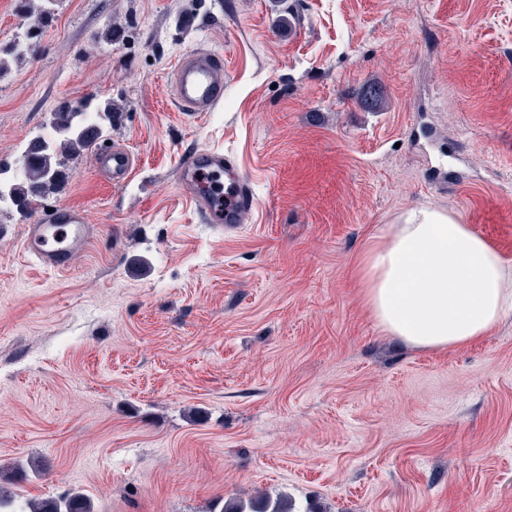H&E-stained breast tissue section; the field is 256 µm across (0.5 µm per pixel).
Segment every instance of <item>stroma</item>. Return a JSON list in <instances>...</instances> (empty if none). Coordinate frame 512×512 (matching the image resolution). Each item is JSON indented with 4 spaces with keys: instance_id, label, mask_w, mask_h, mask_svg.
<instances>
[{
    "instance_id": "35a3bbf8",
    "label": "stroma",
    "mask_w": 512,
    "mask_h": 512,
    "mask_svg": "<svg viewBox=\"0 0 512 512\" xmlns=\"http://www.w3.org/2000/svg\"><path fill=\"white\" fill-rule=\"evenodd\" d=\"M224 56V98L183 111L184 54ZM82 97L93 152L0 211V473L13 502L96 512H512V316L445 350L376 326L355 269L407 209L459 217L512 264V0H58L0 72V163ZM219 147L258 204L204 223L177 181ZM67 205L94 238L61 273L26 225ZM95 166L107 170L112 175V183L116 185L127 182L135 170L132 153L120 145L100 149L95 156ZM29 512H95L89 499L78 492L33 500Z\"/></svg>"
}]
</instances>
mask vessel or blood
Returning <instances> with one entry per match:
<instances>
[{"label":"vessel or blood","instance_id":"b4317fda","mask_svg":"<svg viewBox=\"0 0 512 512\" xmlns=\"http://www.w3.org/2000/svg\"><path fill=\"white\" fill-rule=\"evenodd\" d=\"M173 89L177 103L188 112H210L224 97V59L206 50L182 56L173 70ZM97 168L107 170L112 182H127L135 169L131 152L120 145L100 149L95 156ZM212 176L224 180L223 196H216L208 185ZM180 184L189 189L197 212L210 224L228 228L243 223L257 199L250 181L237 163L223 150L206 149L189 154L178 169ZM93 228L82 212L59 207L51 216L27 225L23 250L44 270H67L72 257L90 243Z\"/></svg>","mask_w":512,"mask_h":512}]
</instances>
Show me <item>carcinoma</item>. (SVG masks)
<instances>
[{
	"label": "carcinoma",
	"instance_id": "cac0c4a2",
	"mask_svg": "<svg viewBox=\"0 0 512 512\" xmlns=\"http://www.w3.org/2000/svg\"><path fill=\"white\" fill-rule=\"evenodd\" d=\"M51 2L18 0L20 10L35 16V22L24 39L0 47V70L7 66L9 59L29 54L30 44L38 41L42 29L52 18ZM103 121H112V105L109 103L93 106L88 101L75 102L55 113L56 136L32 139L18 173L3 180L1 176L9 169L0 166V209L12 207L25 212L44 200L61 176V158L80 154L97 144L101 140ZM29 512H94V508L84 495L71 492L60 497L33 500L29 503ZM252 512H291V507L284 497L268 498Z\"/></svg>",
	"mask_w": 512,
	"mask_h": 512
}]
</instances>
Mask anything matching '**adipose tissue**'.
Returning a JSON list of instances; mask_svg holds the SVG:
<instances>
[{
    "label": "adipose tissue",
    "instance_id": "ef3b65f1",
    "mask_svg": "<svg viewBox=\"0 0 512 512\" xmlns=\"http://www.w3.org/2000/svg\"><path fill=\"white\" fill-rule=\"evenodd\" d=\"M357 277L377 326L425 349L479 340L512 314V267L485 238L429 207L367 243Z\"/></svg>",
    "mask_w": 512,
    "mask_h": 512
}]
</instances>
